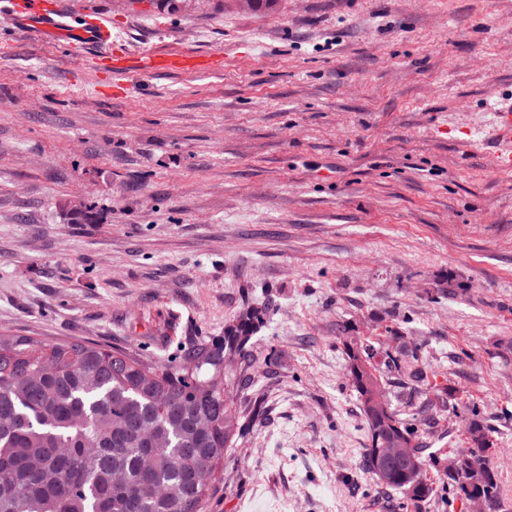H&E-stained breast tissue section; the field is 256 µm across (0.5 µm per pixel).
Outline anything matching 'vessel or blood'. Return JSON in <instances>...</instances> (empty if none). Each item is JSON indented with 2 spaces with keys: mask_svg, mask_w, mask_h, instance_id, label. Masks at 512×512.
I'll return each instance as SVG.
<instances>
[{
  "mask_svg": "<svg viewBox=\"0 0 512 512\" xmlns=\"http://www.w3.org/2000/svg\"><path fill=\"white\" fill-rule=\"evenodd\" d=\"M16 24L44 37H65L70 46L83 53L97 49L107 54L112 69L127 68L124 54L110 52L112 31L101 18L89 20L68 15L58 5L45 0H0ZM488 147L493 164L501 171H512V97L498 99L492 108L491 123L481 141Z\"/></svg>",
  "mask_w": 512,
  "mask_h": 512,
  "instance_id": "b4317fda",
  "label": "vessel or blood"
}]
</instances>
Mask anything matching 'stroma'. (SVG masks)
Returning <instances> with one entry per match:
<instances>
[{
    "mask_svg": "<svg viewBox=\"0 0 512 512\" xmlns=\"http://www.w3.org/2000/svg\"><path fill=\"white\" fill-rule=\"evenodd\" d=\"M59 5L130 56L224 65L115 93L0 13V334L175 369L268 305L203 512H407L363 467L344 345L419 349L467 399L426 442L463 447L477 408L512 512V172L480 146L512 96V0Z\"/></svg>",
    "mask_w": 512,
    "mask_h": 512,
    "instance_id": "obj_1",
    "label": "stroma"
}]
</instances>
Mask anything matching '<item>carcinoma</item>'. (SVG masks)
I'll use <instances>...</instances> for the list:
<instances>
[{
	"label": "carcinoma",
	"mask_w": 512,
	"mask_h": 512,
	"mask_svg": "<svg viewBox=\"0 0 512 512\" xmlns=\"http://www.w3.org/2000/svg\"><path fill=\"white\" fill-rule=\"evenodd\" d=\"M265 312L247 307L224 329V343L200 348L178 373L82 343L36 342L0 335V512H201L224 454L243 423L226 394L234 378L221 352L246 354ZM347 376L368 431L365 469L378 486L421 507L431 494L428 467L440 469L414 419L391 400L383 371L424 396L428 424L459 404L457 391L430 383L416 352L375 361V347L346 346ZM406 448L416 468L381 475V448ZM494 441L470 409L464 479L448 492L484 497L502 512Z\"/></svg>",
	"instance_id": "obj_1"
}]
</instances>
